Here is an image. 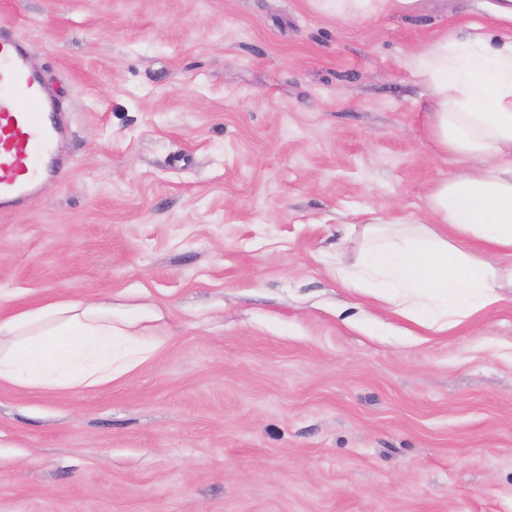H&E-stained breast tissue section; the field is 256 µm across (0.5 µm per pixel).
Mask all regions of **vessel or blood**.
<instances>
[{"label": "vessel or blood", "instance_id": "b4317fda", "mask_svg": "<svg viewBox=\"0 0 512 512\" xmlns=\"http://www.w3.org/2000/svg\"><path fill=\"white\" fill-rule=\"evenodd\" d=\"M58 112L25 47L0 28V212L35 198L54 168Z\"/></svg>", "mask_w": 512, "mask_h": 512}]
</instances>
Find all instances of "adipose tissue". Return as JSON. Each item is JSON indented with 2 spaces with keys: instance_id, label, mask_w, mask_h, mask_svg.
Wrapping results in <instances>:
<instances>
[{
  "instance_id": "adipose-tissue-1",
  "label": "adipose tissue",
  "mask_w": 512,
  "mask_h": 512,
  "mask_svg": "<svg viewBox=\"0 0 512 512\" xmlns=\"http://www.w3.org/2000/svg\"><path fill=\"white\" fill-rule=\"evenodd\" d=\"M340 20L418 17L430 0H317ZM486 24L416 51L413 73L431 106L428 136L461 168L430 190L432 223L382 219L362 228L359 279L387 311L441 333L500 299L512 284V0H488ZM495 28L488 37L484 25ZM154 309L59 298L0 314V382L40 390L111 383L160 343Z\"/></svg>"
}]
</instances>
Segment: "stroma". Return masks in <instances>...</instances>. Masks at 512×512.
I'll use <instances>...</instances> for the list:
<instances>
[{
    "mask_svg": "<svg viewBox=\"0 0 512 512\" xmlns=\"http://www.w3.org/2000/svg\"><path fill=\"white\" fill-rule=\"evenodd\" d=\"M483 19L0 0L68 125L64 172L0 214V310L163 316L111 384L0 383V512H512V288L415 340L336 279L363 224L429 221L459 163L408 59Z\"/></svg>",
    "mask_w": 512,
    "mask_h": 512,
    "instance_id": "stroma-1",
    "label": "stroma"
}]
</instances>
